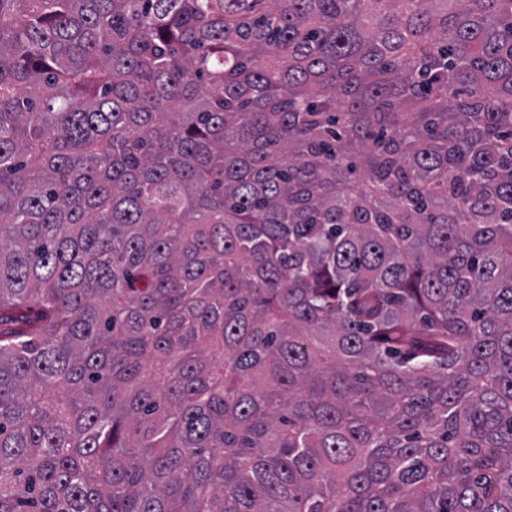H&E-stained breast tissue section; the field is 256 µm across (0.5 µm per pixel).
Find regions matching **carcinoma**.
<instances>
[{
    "label": "carcinoma",
    "instance_id": "1",
    "mask_svg": "<svg viewBox=\"0 0 512 512\" xmlns=\"http://www.w3.org/2000/svg\"><path fill=\"white\" fill-rule=\"evenodd\" d=\"M0 512H512V0H0Z\"/></svg>",
    "mask_w": 512,
    "mask_h": 512
}]
</instances>
